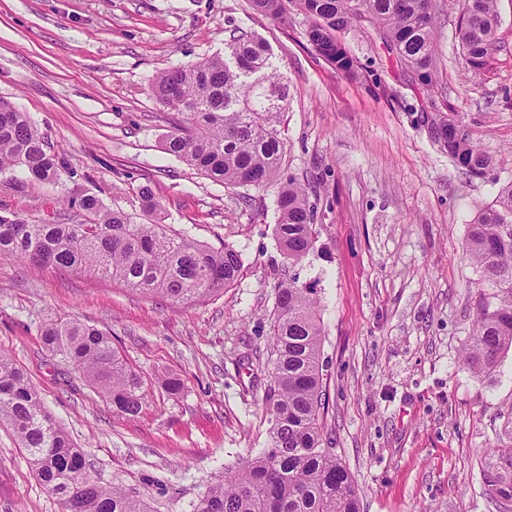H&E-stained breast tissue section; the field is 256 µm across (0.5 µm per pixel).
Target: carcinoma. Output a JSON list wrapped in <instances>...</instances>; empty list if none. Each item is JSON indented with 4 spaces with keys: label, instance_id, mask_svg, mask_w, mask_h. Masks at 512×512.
Instances as JSON below:
<instances>
[{
    "label": "carcinoma",
    "instance_id": "cac0c4a2",
    "mask_svg": "<svg viewBox=\"0 0 512 512\" xmlns=\"http://www.w3.org/2000/svg\"><path fill=\"white\" fill-rule=\"evenodd\" d=\"M291 2L313 19L308 40L336 71H354L338 33L363 19L421 83L433 82L436 0ZM250 4L265 16L287 19L284 0ZM497 28L496 0H468L457 34L469 66L485 64L496 50ZM150 89L159 103L185 116L166 139L169 154L227 187L277 186L279 244L289 264L301 262L313 249L314 210L306 189L282 171L285 143L277 123L287 93L265 42L232 34L224 54L162 71ZM430 133L466 174L477 176L490 166L447 114L430 120ZM66 166L28 113L0 112V172L18 167L33 179L52 181ZM80 207L91 215L86 224H30L0 215V257L89 273L176 304L224 290L241 269L240 254L229 245L214 249L163 224H132L92 195ZM465 251L479 273L476 326L465 358L475 372L490 373L512 348V182L468 225ZM41 336L47 350L68 360L118 411L140 412L144 381L105 332L60 319L47 323ZM321 345L313 292L293 279L280 283L272 322L273 385L266 395L268 444L210 485L194 512H360L354 481L324 436ZM0 421L13 429L62 512H150L138 497L90 476L82 452L46 413L23 370L2 352ZM486 481L490 496L512 500L511 481L496 473Z\"/></svg>",
    "mask_w": 512,
    "mask_h": 512
}]
</instances>
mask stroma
<instances>
[{
    "label": "stroma",
    "mask_w": 512,
    "mask_h": 512,
    "mask_svg": "<svg viewBox=\"0 0 512 512\" xmlns=\"http://www.w3.org/2000/svg\"><path fill=\"white\" fill-rule=\"evenodd\" d=\"M437 73L424 87L367 25L342 33L357 62L338 73L287 21L249 0H0V98L27 112L65 157L54 181L0 172V214L80 224L96 196L135 224H165L233 246L242 266L211 298L173 305L93 276L0 258V352L84 453L91 474L151 512H193L218 476L264 448L270 323L289 274L318 300L328 400L324 432L360 494V512H512L485 479L512 447V351L491 375L463 351L478 272L468 226L512 181V0H498L500 46L468 69L456 35L464 0H438ZM262 38L287 84L284 166L315 210L313 251L285 261L277 189L224 187L167 153L178 113L150 83L222 52L231 29ZM451 113L493 165L462 174L424 113ZM149 186L160 208L147 213ZM76 319L105 331L145 382L129 416L40 336ZM176 377L177 394L162 383ZM0 512H61L8 424L0 423Z\"/></svg>",
    "instance_id": "35a3bbf8"
}]
</instances>
